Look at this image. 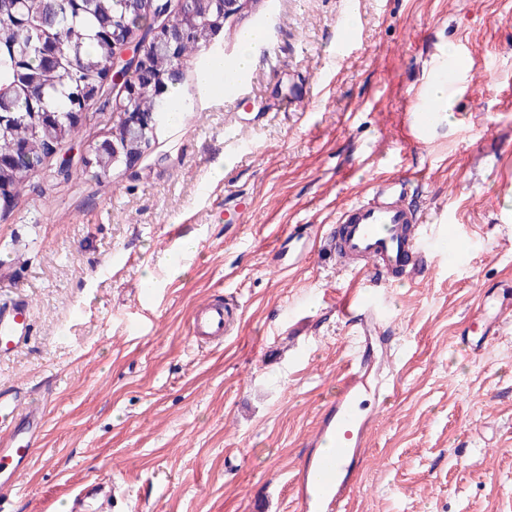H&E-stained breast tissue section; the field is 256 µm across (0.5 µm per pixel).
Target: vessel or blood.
I'll return each mask as SVG.
<instances>
[{
  "instance_id": "b4317fda",
  "label": "vessel or blood",
  "mask_w": 512,
  "mask_h": 512,
  "mask_svg": "<svg viewBox=\"0 0 512 512\" xmlns=\"http://www.w3.org/2000/svg\"><path fill=\"white\" fill-rule=\"evenodd\" d=\"M442 101L425 100L412 116L417 131L429 130L438 120ZM336 251L345 261H368L364 274L376 280L400 273L417 277L426 264L418 251L423 229L420 211L406 200L405 182L401 179L378 184L372 192L350 203L338 215ZM28 304L19 301L10 310L0 309V350L11 351L29 333ZM345 317L358 318L362 354L351 359L333 397L318 419L309 442L310 450L300 461L292 483L298 512H346L354 492V481L365 462L366 446L373 433V417L366 414L364 397L374 368L365 349L373 340L380 318L372 305L347 302ZM512 319V287L500 285L485 296L481 309L470 316L463 328L468 348L481 353L486 344L495 341L504 323ZM190 333L198 341H214L224 337V306L212 301L200 307L192 318ZM38 421L37 412L29 405L22 388L0 392V426L11 425L18 416ZM33 448L19 432L9 430L0 443V497L12 493L17 481L32 459Z\"/></svg>"
}]
</instances>
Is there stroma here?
I'll use <instances>...</instances> for the list:
<instances>
[{
  "label": "stroma",
  "instance_id": "35a3bbf8",
  "mask_svg": "<svg viewBox=\"0 0 512 512\" xmlns=\"http://www.w3.org/2000/svg\"><path fill=\"white\" fill-rule=\"evenodd\" d=\"M253 26L266 38L232 92H202L183 59L195 107L135 166L39 174L0 210V305L28 301L31 323L0 388L43 410L15 421L35 454L0 512H58L96 479L112 512H295L304 442L355 352L348 298L381 307L370 355L396 358L350 512H512V325L476 359L458 342L512 281V0H257L215 52L235 60ZM438 59L455 73L437 79ZM439 81L446 124L418 133ZM398 176L428 217L423 274L376 286L320 247L289 264V233L333 228ZM452 226L453 262L437 241ZM211 299L224 338L199 344ZM190 334L197 341H214L224 338V304L208 302L192 318Z\"/></svg>",
  "mask_w": 512,
  "mask_h": 512
}]
</instances>
